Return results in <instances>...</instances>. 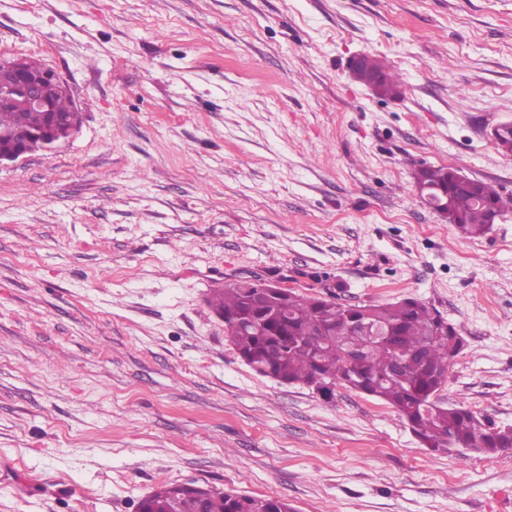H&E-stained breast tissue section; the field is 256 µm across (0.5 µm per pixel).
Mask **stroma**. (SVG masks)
Returning a JSON list of instances; mask_svg holds the SVG:
<instances>
[{
  "label": "stroma",
  "instance_id": "stroma-1",
  "mask_svg": "<svg viewBox=\"0 0 512 512\" xmlns=\"http://www.w3.org/2000/svg\"><path fill=\"white\" fill-rule=\"evenodd\" d=\"M361 53L402 81L382 100ZM82 122L0 168V512H138L167 484L295 512H512V448H426L387 403L256 374L209 306L258 276L414 298L439 392L512 425V214L469 237L413 174L512 193V0H0ZM386 63L380 58L364 54L356 58L352 66V77L358 82H363L377 97L384 94L381 85L382 75L386 72ZM384 86L387 93L397 97L401 94L402 83L399 75L387 72L383 75ZM380 98V97H379Z\"/></svg>",
  "mask_w": 512,
  "mask_h": 512
}]
</instances>
